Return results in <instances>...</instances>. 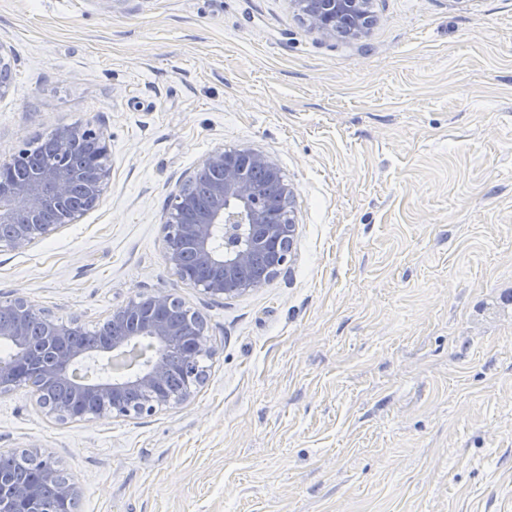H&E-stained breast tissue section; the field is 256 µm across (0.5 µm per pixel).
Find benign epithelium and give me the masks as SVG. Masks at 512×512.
Instances as JSON below:
<instances>
[{
  "label": "benign epithelium",
  "instance_id": "obj_1",
  "mask_svg": "<svg viewBox=\"0 0 512 512\" xmlns=\"http://www.w3.org/2000/svg\"><path fill=\"white\" fill-rule=\"evenodd\" d=\"M310 27L322 34L353 35L363 28L368 0H294ZM13 58L0 44V95L10 86ZM55 159L16 175L26 150L0 166V241L25 249L97 206L110 176L103 131L65 127L53 135ZM294 192L277 164L253 150H217L188 176L174 196L163 230L166 257L184 283L215 296L261 287L246 271L260 252L278 274L290 262L296 224ZM172 294H141L107 318L118 333L96 346L77 344L78 322H57L25 298L0 304V341L14 354L0 357V388L30 384L41 407L59 421L152 415L172 399H189L201 384V361L212 353L204 322L188 330L173 318ZM34 476L12 484L0 512H44V486H54V512H75L77 487L47 457L36 459Z\"/></svg>",
  "mask_w": 512,
  "mask_h": 512
}]
</instances>
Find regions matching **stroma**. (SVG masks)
<instances>
[{
	"label": "stroma",
	"instance_id": "35a3bbf8",
	"mask_svg": "<svg viewBox=\"0 0 512 512\" xmlns=\"http://www.w3.org/2000/svg\"><path fill=\"white\" fill-rule=\"evenodd\" d=\"M346 38L293 0H0V163L94 124L97 207L0 243V303L90 329L141 293L202 314L186 402L61 422L0 390V453L51 457L78 512H512V0H371ZM295 190L292 261L215 298L166 259L212 152Z\"/></svg>",
	"mask_w": 512,
	"mask_h": 512
}]
</instances>
